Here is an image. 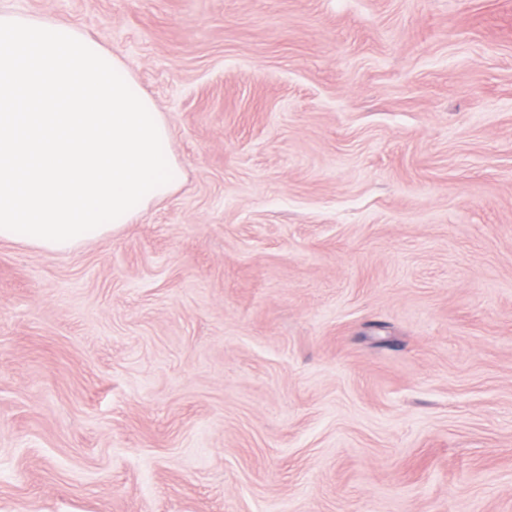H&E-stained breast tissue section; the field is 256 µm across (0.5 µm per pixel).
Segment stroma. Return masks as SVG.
Returning a JSON list of instances; mask_svg holds the SVG:
<instances>
[{"instance_id": "1", "label": "stroma", "mask_w": 512, "mask_h": 512, "mask_svg": "<svg viewBox=\"0 0 512 512\" xmlns=\"http://www.w3.org/2000/svg\"><path fill=\"white\" fill-rule=\"evenodd\" d=\"M123 64L177 190L0 243V512H512V0H0Z\"/></svg>"}]
</instances>
